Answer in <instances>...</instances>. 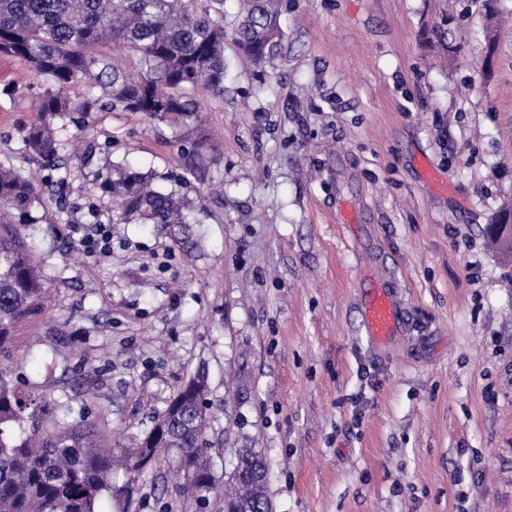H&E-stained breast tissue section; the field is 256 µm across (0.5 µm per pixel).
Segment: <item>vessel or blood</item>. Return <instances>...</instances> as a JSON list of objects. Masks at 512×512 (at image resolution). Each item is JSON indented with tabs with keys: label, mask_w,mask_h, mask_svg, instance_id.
Masks as SVG:
<instances>
[{
	"label": "vessel or blood",
	"mask_w": 512,
	"mask_h": 512,
	"mask_svg": "<svg viewBox=\"0 0 512 512\" xmlns=\"http://www.w3.org/2000/svg\"><path fill=\"white\" fill-rule=\"evenodd\" d=\"M401 308L391 288L381 283L369 284L364 290L361 326L368 341L382 348L399 334Z\"/></svg>",
	"instance_id": "vessel-or-blood-1"
}]
</instances>
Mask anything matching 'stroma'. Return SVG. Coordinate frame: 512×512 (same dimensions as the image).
<instances>
[{"label":"stroma","instance_id":"obj_1","mask_svg":"<svg viewBox=\"0 0 512 512\" xmlns=\"http://www.w3.org/2000/svg\"><path fill=\"white\" fill-rule=\"evenodd\" d=\"M285 52L255 69L226 42L223 97L172 128L87 120L113 160L175 175L207 213L86 252L91 168L68 162V222L24 227L46 287L0 366L113 444L204 380L224 485L233 451L269 468L273 512H512V262L485 236L512 203V38L491 71L483 0H283ZM44 90L0 54V161ZM206 144L192 156L194 141ZM36 183L48 172L17 159ZM350 204L357 223L342 221ZM391 283L399 339L373 348L363 278ZM100 512H222L165 466Z\"/></svg>","mask_w":512,"mask_h":512}]
</instances>
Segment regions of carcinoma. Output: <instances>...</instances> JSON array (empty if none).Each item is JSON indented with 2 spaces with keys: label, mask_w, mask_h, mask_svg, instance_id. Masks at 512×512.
<instances>
[{
  "label": "carcinoma",
  "mask_w": 512,
  "mask_h": 512,
  "mask_svg": "<svg viewBox=\"0 0 512 512\" xmlns=\"http://www.w3.org/2000/svg\"><path fill=\"white\" fill-rule=\"evenodd\" d=\"M0 0V54L18 60L48 85L37 97L35 121L23 132L16 154L58 172L65 182L66 157L94 165L103 197L117 202L114 224H164L178 243L201 223L202 199L192 200L167 177L101 155L93 142L72 133L105 104L181 127L200 112L194 95L224 96V0ZM281 0H239L233 41L239 54L263 67L284 50ZM136 60L132 75L107 47ZM49 186L0 161V350L15 325L39 308L43 276L17 224H38ZM212 416L199 380L185 383L152 428L125 456L127 483L112 481V447L96 426L79 417L60 419L45 397L22 391L0 367V512H98L104 495L129 496L132 482L163 458L182 474L181 492L199 502L216 486ZM234 459L246 476L228 478L224 501L231 512H272L268 469L252 448Z\"/></svg>",
  "instance_id": "cac0c4a2"
}]
</instances>
